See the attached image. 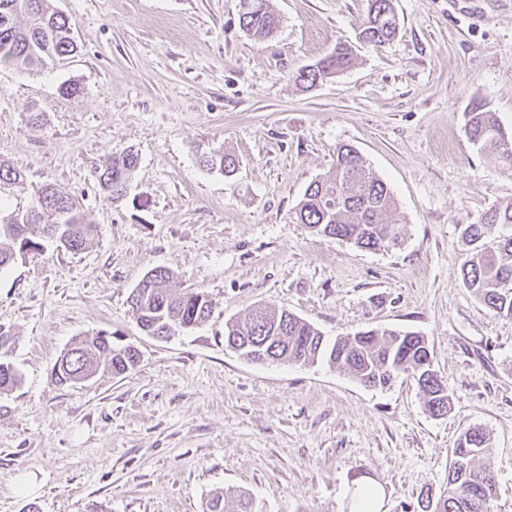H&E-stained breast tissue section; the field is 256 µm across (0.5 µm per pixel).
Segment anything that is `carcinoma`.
I'll list each match as a JSON object with an SVG mask.
<instances>
[{
	"label": "carcinoma",
	"instance_id": "carcinoma-1",
	"mask_svg": "<svg viewBox=\"0 0 512 512\" xmlns=\"http://www.w3.org/2000/svg\"><path fill=\"white\" fill-rule=\"evenodd\" d=\"M22 16L26 23L20 25ZM279 23L269 0H240L239 26L247 34L267 39ZM396 30L392 0H368L361 39L382 45ZM77 48L68 18L52 6L51 0H0V66L38 70ZM352 62V48L340 43L316 62V68L299 69L295 83L312 87L349 68ZM464 118L470 143L480 152H495L512 168V136H503L495 113L485 103L475 101ZM198 159L209 170L231 174L236 169L235 158L220 149L204 151ZM137 164L138 155L132 151L112 157L93 172L95 187L112 201L122 199ZM23 181L20 170L0 161V188ZM394 208L387 185L370 171L355 148L343 145L331 169L306 188L296 219L316 235L377 251L401 241L400 225L389 220ZM55 230L65 237L62 248L74 253L88 248L97 235L96 225L85 221L75 200L46 186L35 194L26 212L15 214L13 222L0 221V269L14 263L22 251L41 248ZM462 240L467 246L461 266L466 288L497 315L511 318L512 203L497 205L465 225ZM170 279L168 269L153 268L130 294L133 316L148 336L165 338L189 331L210 316L212 300L205 291L175 293L169 288ZM13 341V334L0 327V393L21 382L19 372L5 357ZM224 344L247 358L258 356L266 362L307 363L325 358L365 386L384 387L397 374L408 373L417 378L429 412L434 416L448 413V392L437 374L429 372V345L414 332L361 330L330 343L296 315L260 306L243 320L226 322ZM139 358L134 346L116 343L112 336L100 333L76 341L58 357L52 376L64 384L88 373L122 375L132 370ZM488 452L486 434L476 427L466 429L454 448L446 488L435 500L429 494L421 499V512H491L495 479L487 468L478 465Z\"/></svg>",
	"mask_w": 512,
	"mask_h": 512
}]
</instances>
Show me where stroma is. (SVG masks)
Segmentation results:
<instances>
[{"mask_svg": "<svg viewBox=\"0 0 512 512\" xmlns=\"http://www.w3.org/2000/svg\"><path fill=\"white\" fill-rule=\"evenodd\" d=\"M79 45L38 72L0 68V160L25 181L0 211L49 185L77 199L94 243L47 244L0 271V326L20 385L0 394V512H207L253 498L258 512H351L356 485L378 512H421L447 482L460 434L489 436L493 512H512V319L465 288L460 233L512 201V169L464 133L471 101L512 132V0H393L396 37L359 43L367 0H270L281 25L258 40L239 0H53ZM353 66L303 89L296 71L340 42ZM83 92L60 96L66 81ZM354 146L390 187L399 247L367 251L295 217L336 148ZM235 156L232 176L198 148ZM135 151L120 202L92 171ZM202 289L210 318L159 339L128 297L152 268ZM283 308L326 336L412 331L430 346L450 409L416 380L385 388L312 364L254 363L224 325ZM107 332L135 346L119 376L58 385V356Z\"/></svg>", "mask_w": 512, "mask_h": 512, "instance_id": "35a3bbf8", "label": "stroma"}]
</instances>
